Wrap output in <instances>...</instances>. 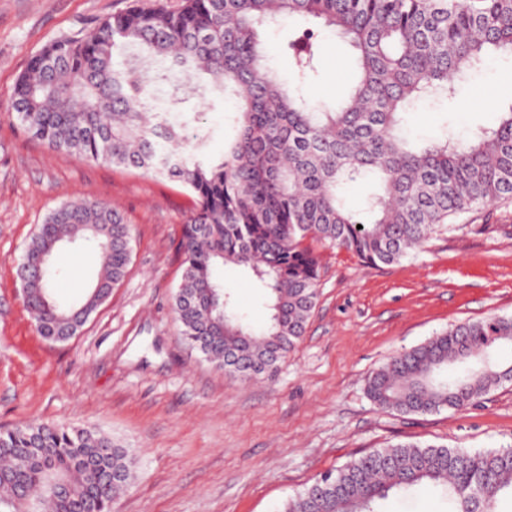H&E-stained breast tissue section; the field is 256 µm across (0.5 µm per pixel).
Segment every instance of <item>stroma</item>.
Listing matches in <instances>:
<instances>
[{
    "label": "stroma",
    "instance_id": "obj_1",
    "mask_svg": "<svg viewBox=\"0 0 512 512\" xmlns=\"http://www.w3.org/2000/svg\"><path fill=\"white\" fill-rule=\"evenodd\" d=\"M131 0H0V431L26 423L110 435L136 457L131 486L112 512H281L313 479L378 448L418 441L484 450L512 446V382L461 410L402 414L366 393L370 372L436 333L492 315H512V202L460 215L408 258L364 265L342 249H319L320 297L297 347L272 375L233 378L188 350L173 309L182 272L183 217L194 206L179 184L78 159L32 139L9 112L30 58L51 41L82 38ZM328 55L310 86L332 101L334 78L355 71L350 47L326 34ZM501 58L488 59L458 99L417 103L409 132L459 135L494 126L496 109L473 100L483 88L512 102ZM101 199L133 229L124 281L81 332L55 343L38 335L16 270L44 215L61 203ZM59 249L56 296L79 288L70 253ZM239 312L266 318L265 298L241 271L223 275Z\"/></svg>",
    "mask_w": 512,
    "mask_h": 512
}]
</instances>
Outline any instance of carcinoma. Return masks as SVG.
Wrapping results in <instances>:
<instances>
[{"label":"carcinoma","instance_id":"obj_1","mask_svg":"<svg viewBox=\"0 0 512 512\" xmlns=\"http://www.w3.org/2000/svg\"><path fill=\"white\" fill-rule=\"evenodd\" d=\"M287 17L299 25L284 46L292 66L284 81L268 65L263 32ZM324 28L352 48L356 78L336 105L315 109L306 88L327 55ZM494 54L512 60V0H159L45 46L17 80L11 110L52 150L165 178L193 195L174 312L191 350L246 378L252 368H277L317 304L318 258L304 240L391 265L449 218L512 200V104L467 139L448 129L422 143L402 134L416 101H454L457 83ZM226 98L238 112L215 153L213 129L186 106ZM366 178L374 187L355 212L345 187ZM131 240L126 216L108 202L48 211L17 268L41 336L80 331L124 279ZM76 241L95 244L101 265L84 300L63 306L47 262ZM220 266L247 271L266 290L262 328L237 314ZM509 344L511 315L456 324L377 368L368 396L406 414L466 408L512 378V364L499 360ZM134 465L130 449L100 432L1 431L0 512H112ZM425 484L447 512H499L512 502V449L397 443L314 480L282 512H381L391 495Z\"/></svg>","mask_w":512,"mask_h":512}]
</instances>
